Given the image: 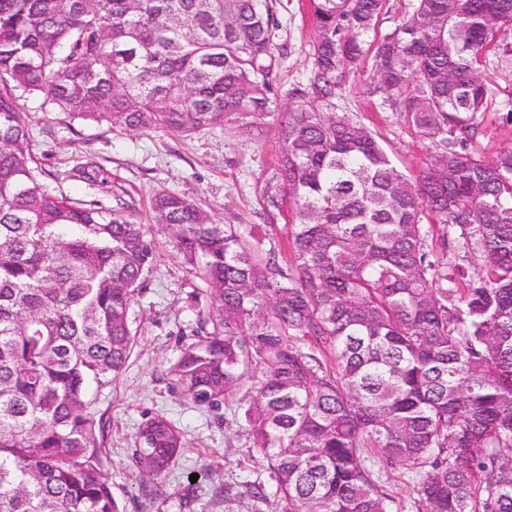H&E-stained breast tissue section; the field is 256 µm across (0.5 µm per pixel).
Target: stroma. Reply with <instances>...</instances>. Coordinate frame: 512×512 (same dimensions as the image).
Returning a JSON list of instances; mask_svg holds the SVG:
<instances>
[{"label": "stroma", "mask_w": 512, "mask_h": 512, "mask_svg": "<svg viewBox=\"0 0 512 512\" xmlns=\"http://www.w3.org/2000/svg\"><path fill=\"white\" fill-rule=\"evenodd\" d=\"M280 28L276 46L286 47L269 82L278 105L289 88L305 81L310 46L316 36L309 0H276ZM481 72L498 90L497 103L478 118L477 149L490 156L512 148V75L499 71L487 57ZM19 109L32 136V148L43 170L42 182L57 195L112 207L125 201L136 221L148 222L152 198L167 191L184 196L217 224L258 226L284 239L290 215L287 204H271L277 195L278 147L275 117L264 121V133L234 124L193 134L160 129L111 130L74 120L43 106L41 98L22 95ZM336 109L375 130L393 162L417 175L434 152L403 113L385 105L375 90L371 60L351 75ZM93 159L112 175L111 190L67 178L74 162ZM158 257L153 274L137 296L130 317L138 329L133 353L111 384L92 391L93 411L106 423V470L112 491L125 512H277L276 500L259 502L250 493L254 481L269 482L266 465L252 455L241 430L230 426L228 408H194L170 388L167 369L184 344L210 297H196L199 280L191 276L166 232L152 227ZM163 414L184 434V446L168 473L142 482L130 458L135 434L148 417ZM196 484H189L190 475ZM222 485L223 495L213 493Z\"/></svg>", "instance_id": "stroma-1"}]
</instances>
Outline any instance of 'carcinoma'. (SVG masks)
<instances>
[{
    "label": "carcinoma",
    "mask_w": 512,
    "mask_h": 512,
    "mask_svg": "<svg viewBox=\"0 0 512 512\" xmlns=\"http://www.w3.org/2000/svg\"><path fill=\"white\" fill-rule=\"evenodd\" d=\"M387 4L310 0V76L276 127L291 266L275 239L155 195L212 298L170 383L242 421L280 512H398L395 465L425 512H512V149L467 148L497 98L486 54L512 73V0H415L370 43ZM277 29L271 0H0V512H124L88 395L125 367L156 260L124 208L49 192L19 93L110 129L261 135ZM368 55L435 146L415 177L336 111ZM67 176L108 187L91 161ZM450 240L479 253L474 274ZM182 448L156 415L131 460L158 479Z\"/></svg>",
    "instance_id": "1"
}]
</instances>
